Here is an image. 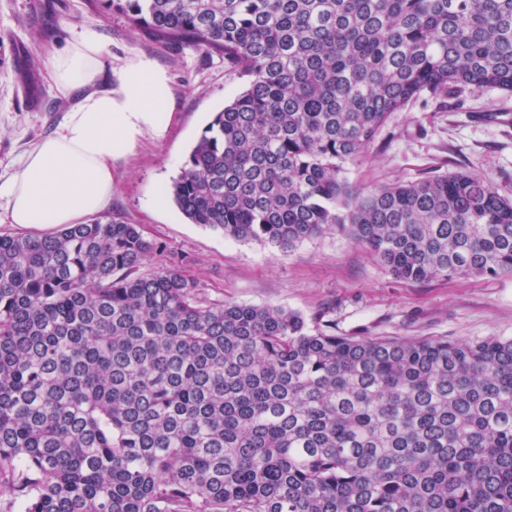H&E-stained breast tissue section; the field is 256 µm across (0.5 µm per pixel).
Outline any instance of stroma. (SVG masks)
Returning <instances> with one entry per match:
<instances>
[{
	"label": "stroma",
	"mask_w": 512,
	"mask_h": 512,
	"mask_svg": "<svg viewBox=\"0 0 512 512\" xmlns=\"http://www.w3.org/2000/svg\"><path fill=\"white\" fill-rule=\"evenodd\" d=\"M98 25L120 84L126 67L145 62L168 78L172 120L163 136L145 134L112 163L106 213L141 225L168 251L189 257L188 270L218 302L272 305L305 318L323 314L347 336L472 340L512 337V276L460 277L412 283L395 278L347 234L326 233L284 252L267 243L225 238L191 223L170 187L215 112L248 86L223 56L176 49L118 12L92 13L86 0H0V170L52 133L71 105L53 88V56L82 25ZM512 94L494 88L461 101L420 97L392 113L347 179L360 187L470 172L512 199Z\"/></svg>",
	"instance_id": "35a3bbf8"
}]
</instances>
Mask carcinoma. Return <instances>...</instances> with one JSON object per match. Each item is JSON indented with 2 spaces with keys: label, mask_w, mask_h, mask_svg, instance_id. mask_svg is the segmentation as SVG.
Listing matches in <instances>:
<instances>
[{
  "label": "carcinoma",
  "mask_w": 512,
  "mask_h": 512,
  "mask_svg": "<svg viewBox=\"0 0 512 512\" xmlns=\"http://www.w3.org/2000/svg\"><path fill=\"white\" fill-rule=\"evenodd\" d=\"M250 76L170 187L293 249L346 232L400 280L512 275V199L345 164L426 94L512 92V0H89ZM119 217L0 233V496L20 512H512V338L338 336L214 302Z\"/></svg>",
  "instance_id": "1"
}]
</instances>
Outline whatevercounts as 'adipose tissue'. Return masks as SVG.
<instances>
[{"mask_svg":"<svg viewBox=\"0 0 512 512\" xmlns=\"http://www.w3.org/2000/svg\"><path fill=\"white\" fill-rule=\"evenodd\" d=\"M106 45L96 24H84L52 62L57 93L75 95L58 128L24 151L17 168L0 176L8 221L22 229L78 224L112 201V162L145 132L162 134L171 119L164 77L130 65L121 90L102 82Z\"/></svg>","mask_w":512,"mask_h":512,"instance_id":"ef3b65f1","label":"adipose tissue"}]
</instances>
